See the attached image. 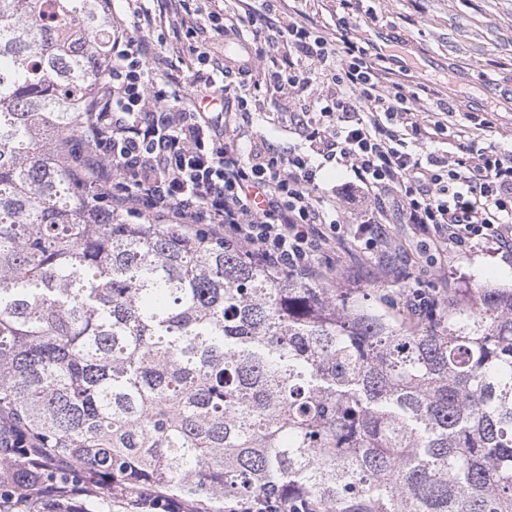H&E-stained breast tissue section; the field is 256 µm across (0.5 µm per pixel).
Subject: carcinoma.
Returning <instances> with one entry per match:
<instances>
[{
	"label": "carcinoma",
	"mask_w": 512,
	"mask_h": 512,
	"mask_svg": "<svg viewBox=\"0 0 512 512\" xmlns=\"http://www.w3.org/2000/svg\"><path fill=\"white\" fill-rule=\"evenodd\" d=\"M111 45L104 0H0V475L68 460L197 512H512V288L410 321L112 212L61 149ZM230 512H287L281 499L270 496L258 497L254 500L238 503L231 507Z\"/></svg>",
	"instance_id": "carcinoma-1"
}]
</instances>
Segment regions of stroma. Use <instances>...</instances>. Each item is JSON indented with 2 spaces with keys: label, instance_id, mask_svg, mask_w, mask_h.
Here are the masks:
<instances>
[{
  "label": "stroma",
  "instance_id": "1",
  "mask_svg": "<svg viewBox=\"0 0 512 512\" xmlns=\"http://www.w3.org/2000/svg\"><path fill=\"white\" fill-rule=\"evenodd\" d=\"M148 7L162 55L175 75L188 76L194 56L177 34L170 0H149ZM298 7L324 36H333L343 17L354 36L394 51L391 68L406 69L409 84L432 89L415 101L417 111H434L440 100H448L455 106L453 123H468L473 116L489 121L483 146L512 149V0H356L348 13L339 0H299ZM253 97L259 110L254 135L277 145L298 142L285 115L300 111L302 101L285 99L266 85L254 90ZM392 264L397 272L386 278L362 255H353L335 285L363 289L386 304L399 301L409 289L429 287L430 268L397 258ZM490 285L512 288V256L487 245L449 252V290Z\"/></svg>",
  "mask_w": 512,
  "mask_h": 512
}]
</instances>
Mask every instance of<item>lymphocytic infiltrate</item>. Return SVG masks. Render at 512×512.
<instances>
[{
	"label": "lymphocytic infiltrate",
	"mask_w": 512,
	"mask_h": 512,
	"mask_svg": "<svg viewBox=\"0 0 512 512\" xmlns=\"http://www.w3.org/2000/svg\"><path fill=\"white\" fill-rule=\"evenodd\" d=\"M283 39L296 61L256 74L248 56L218 60L197 46L198 67L187 83L168 74L151 34L113 27L112 63L98 107L81 126L74 180L97 188L128 217L209 234L262 263L326 283L335 281L337 261L356 250L391 275L383 258L403 248L385 228L394 203L434 252L437 280L448 278L441 261L448 249L486 243L512 253V151L481 146L478 126L449 128V102L413 111L417 92L396 80L384 54L352 41L345 21L328 38L292 19L273 27L264 43L274 49ZM235 71L284 95L320 81L311 109L290 117L303 147L250 138L252 96L225 82ZM228 91L231 106L206 111L205 99ZM445 137L452 154L431 151ZM413 142L421 151L410 150ZM331 161L354 175L344 200L367 205L354 240L335 201L318 192L319 173ZM29 481L47 500L86 493L66 462ZM123 498L129 512H190L187 502L150 487L125 490Z\"/></svg>",
	"instance_id": "f902f5d3"
}]
</instances>
